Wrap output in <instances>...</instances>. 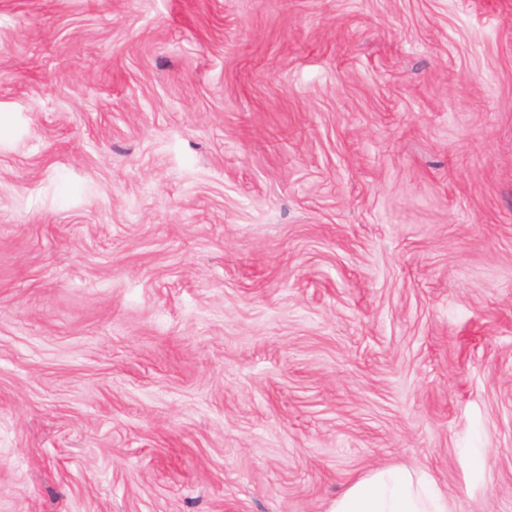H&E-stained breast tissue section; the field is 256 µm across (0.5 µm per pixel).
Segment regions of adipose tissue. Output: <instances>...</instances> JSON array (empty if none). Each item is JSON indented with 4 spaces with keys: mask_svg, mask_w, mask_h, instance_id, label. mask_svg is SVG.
Instances as JSON below:
<instances>
[{
    "mask_svg": "<svg viewBox=\"0 0 512 512\" xmlns=\"http://www.w3.org/2000/svg\"><path fill=\"white\" fill-rule=\"evenodd\" d=\"M330 512H455L437 479L388 465L351 480Z\"/></svg>",
    "mask_w": 512,
    "mask_h": 512,
    "instance_id": "adipose-tissue-1",
    "label": "adipose tissue"
}]
</instances>
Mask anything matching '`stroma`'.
Returning a JSON list of instances; mask_svg holds the SVG:
<instances>
[{
	"label": "stroma",
	"instance_id": "obj_1",
	"mask_svg": "<svg viewBox=\"0 0 512 512\" xmlns=\"http://www.w3.org/2000/svg\"><path fill=\"white\" fill-rule=\"evenodd\" d=\"M512 512V0H0V512ZM330 512H455L437 479L388 465L351 480Z\"/></svg>",
	"mask_w": 512,
	"mask_h": 512
}]
</instances>
